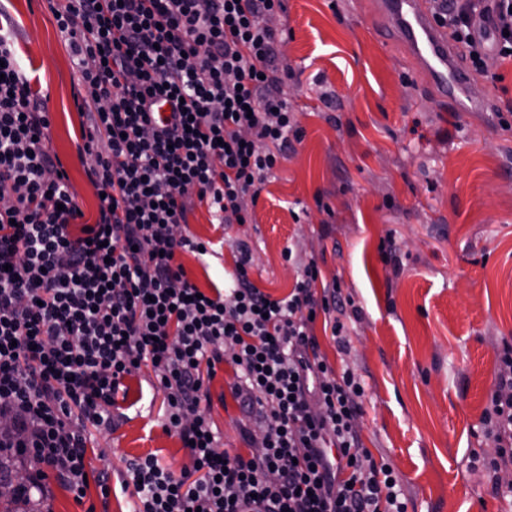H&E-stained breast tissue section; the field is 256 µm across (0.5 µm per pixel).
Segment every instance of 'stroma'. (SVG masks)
Wrapping results in <instances>:
<instances>
[{
    "instance_id": "35a3bbf8",
    "label": "stroma",
    "mask_w": 512,
    "mask_h": 512,
    "mask_svg": "<svg viewBox=\"0 0 512 512\" xmlns=\"http://www.w3.org/2000/svg\"><path fill=\"white\" fill-rule=\"evenodd\" d=\"M377 0H287L270 18L282 33V86L302 131L262 186L248 224L214 223L192 200L184 233L208 254H178L202 288H220L235 268V245L253 256L250 278L273 297L288 295L302 263L316 259V295L352 298L346 349L323 320L313 333L335 370L365 384L363 448L397 473L408 512H512L492 491L512 471L489 475L473 454L497 444L482 431L502 339H512V60H485L481 80L493 109L455 112L439 102L406 48L387 36ZM14 48L50 126L46 149L59 157L85 224L96 223L99 190L77 147L87 116L76 106L80 74L48 0H0ZM223 364L210 382L209 417L222 450L247 452L249 421ZM117 399L118 427L93 433L90 471L122 468L154 454L181 471L190 460L159 415L150 370L128 376ZM53 512H128V494L102 496L90 483L78 499L48 478Z\"/></svg>"
}]
</instances>
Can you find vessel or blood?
Here are the masks:
<instances>
[{
  "instance_id": "vessel-or-blood-1",
  "label": "vessel or blood",
  "mask_w": 512,
  "mask_h": 512,
  "mask_svg": "<svg viewBox=\"0 0 512 512\" xmlns=\"http://www.w3.org/2000/svg\"><path fill=\"white\" fill-rule=\"evenodd\" d=\"M393 34L428 78L437 99L456 112L488 111L478 75L464 63L465 47L439 26L430 0H379Z\"/></svg>"
}]
</instances>
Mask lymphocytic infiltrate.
<instances>
[{
  "label": "lymphocytic infiltrate",
  "instance_id": "obj_1",
  "mask_svg": "<svg viewBox=\"0 0 512 512\" xmlns=\"http://www.w3.org/2000/svg\"><path fill=\"white\" fill-rule=\"evenodd\" d=\"M438 24L483 73L512 53V0H431ZM286 0H55L89 109L80 157L103 197L90 230L58 156L49 116L0 32V448L33 458L28 492L47 501V475L83 498L87 442L113 430L124 380L149 368L164 429L192 467L154 455L116 477L135 512H407L394 469L362 448L365 388L319 352L316 319L345 330L338 292L316 297V260L272 298L251 281L248 254L230 288L201 292L177 253L191 198L223 224H245L267 175L302 131L280 87L278 33L267 17ZM233 365L232 393L264 423L249 456L218 449L208 384ZM483 424L498 443L489 470L512 464V341H503Z\"/></svg>",
  "mask_w": 512,
  "mask_h": 512
}]
</instances>
